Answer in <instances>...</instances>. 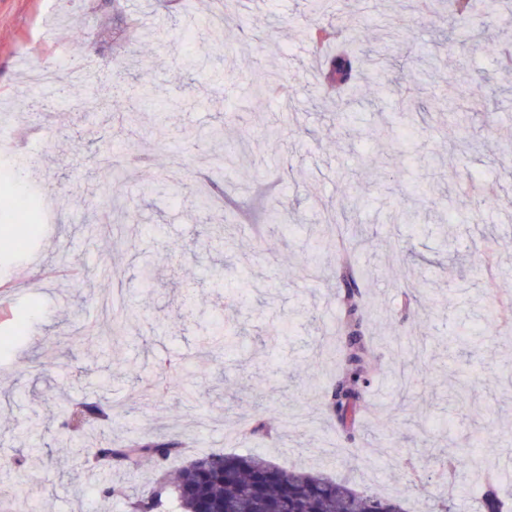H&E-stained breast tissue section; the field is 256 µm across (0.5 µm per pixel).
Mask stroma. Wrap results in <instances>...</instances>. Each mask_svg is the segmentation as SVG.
<instances>
[{
  "label": "stroma",
  "mask_w": 512,
  "mask_h": 512,
  "mask_svg": "<svg viewBox=\"0 0 512 512\" xmlns=\"http://www.w3.org/2000/svg\"><path fill=\"white\" fill-rule=\"evenodd\" d=\"M211 0H0V128L11 141L0 154V190L23 191L9 166L22 154L42 156L41 197H53L35 234L15 231L11 209L0 208V512H127L104 500L96 477L77 481L59 471L73 443L54 425L28 431L36 404L65 413L105 381L112 400V439L165 433L185 441L186 456L168 470L211 452L259 453L273 464L349 480L360 491L398 496L406 512H427L451 498L453 512H473L483 481L466 473L446 487L433 456L470 452L486 459L501 495L512 499V319L486 326L485 283L512 282V169L500 150L512 141V69H500L487 44L512 47V25L481 13L468 27L474 43L437 46L452 26L446 8L428 0H339L340 22L381 54L412 49L416 61L390 77L410 88L416 111L399 113L396 95L366 91L352 104L320 96L307 50L304 0H246L224 17V32L184 70L183 32H197ZM47 62L56 78L34 95L25 74ZM166 102L148 107L140 65ZM282 78L286 97L259 98L255 71ZM490 77L489 113L470 112L479 77ZM107 85L122 109L138 116L137 147L147 163L124 180L108 179L98 157L122 144L126 130L112 109L92 114L80 103L91 82ZM52 103L57 128H44L38 102ZM296 113L277 150L262 140L271 115ZM393 125L397 140L381 138ZM224 129V155L242 149L261 164L225 165L214 173L208 137ZM251 129L250 144L239 138ZM371 157L377 172L359 163ZM214 173L245 224L194 210L175 196L192 173ZM438 173L435 204L416 222L397 223V202L411 201L429 173ZM156 191L142 195L143 184ZM362 243L352 277L364 300L363 325L375 378L366 415L345 426L329 411L345 348L338 268L350 233L322 221L347 197ZM286 201L295 219L260 220L270 200ZM136 205L138 230L115 237L123 203ZM314 260L316 276L295 274ZM152 261L156 281L141 266ZM81 266V279L51 281L42 267ZM116 303L147 314L110 337L98 307L103 282ZM215 316L239 334L228 351L199 355L201 319ZM283 320L288 333L272 335ZM485 327L481 345H449V337ZM191 357L211 385L193 406L176 395L143 403L136 379L157 358ZM475 394L465 407L449 403L448 387L466 379Z\"/></svg>",
  "instance_id": "obj_1"
}]
</instances>
